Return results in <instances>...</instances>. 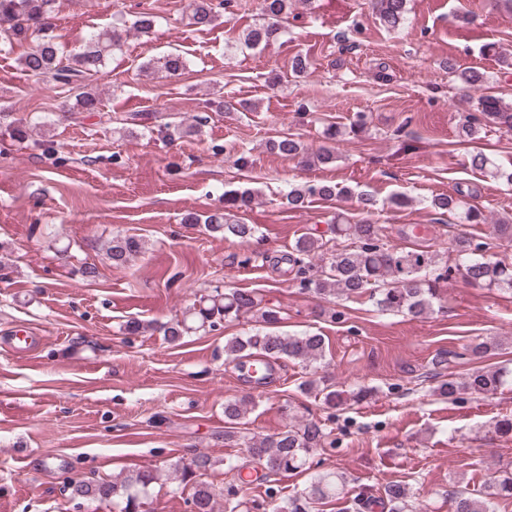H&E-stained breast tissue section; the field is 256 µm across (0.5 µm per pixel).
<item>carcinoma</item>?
Wrapping results in <instances>:
<instances>
[{
	"label": "carcinoma",
	"mask_w": 512,
	"mask_h": 512,
	"mask_svg": "<svg viewBox=\"0 0 512 512\" xmlns=\"http://www.w3.org/2000/svg\"><path fill=\"white\" fill-rule=\"evenodd\" d=\"M53 0H0V41L13 42L37 35L35 44L23 58L27 72L38 78H50L78 90L75 107L70 115L79 112L101 111L102 100L88 89L105 63L111 49L120 45L122 34L117 30L98 31L89 35L83 50L67 55L52 35ZM380 20L389 30H396L404 20L406 0H375ZM190 19L199 27L213 25L221 12L214 0H191ZM290 0H263L262 9L267 22L251 29L244 37L248 46H267L280 40L283 35L282 19L288 13ZM157 24V16L141 12L135 16L131 29L139 34L150 33ZM188 68L187 59L179 53L163 55L141 66L144 72L159 70L169 78H177ZM480 112L464 116L465 133L473 138L484 126L495 124L512 131V106L506 107L493 95L479 99ZM126 123H142L148 131L158 130L173 137L170 124L160 123L159 115L153 113H131L124 118ZM272 153L298 159L305 167L327 166L336 162V147H325L310 153L300 141L290 135L279 136L268 141ZM470 166L476 170H489L512 183V170L493 162L485 154L471 155ZM311 197L330 200L336 197V185L323 181L304 183L292 187L285 195L286 204L298 209ZM464 194H439L430 201L431 208L443 212L456 211L464 205ZM255 200L254 192L228 191L224 193V212L212 213L204 219L206 230L224 238L232 244H247L259 232L254 224H241L235 220L238 212L249 208ZM512 242V224H495L485 237L460 235L454 239V264L441 266L438 255L420 248L400 249L386 242L384 227L369 219L358 224H332L328 231L311 233L300 237L293 253L285 260L300 278L302 288L325 297L358 299L366 297L381 312L401 313L420 318L433 311L437 282L452 271L463 272L473 284L486 288L512 290V261L509 256L495 257L490 251L499 247L498 241ZM144 250V242L135 236L112 238L107 249L112 265L122 267L130 263ZM262 299L254 292L242 289L216 287L211 293L200 297L182 315L165 323L131 320L126 323L129 335H138L146 329L159 330L168 342L176 344L192 333L213 330L221 322L245 318L260 312L261 326L243 336H234L224 343V356L236 362L246 358L268 364L281 360H299L309 366L319 364L324 358V338L317 334L288 335L272 330L281 322V311L272 307H261ZM501 348V343L492 338L481 341L467 349L470 356L482 359ZM512 371L476 369L457 380L448 378L438 387L440 394L454 397L459 394H493L504 385ZM303 393L318 398L332 409L350 400L359 405L371 399L374 390L361 386L352 391L349 399L323 381L313 378L300 384ZM247 404L244 400L224 403V422L238 425L245 417ZM328 436L324 423L308 419L291 426L275 436L248 437L237 431H224V439L238 441L244 446L253 462L264 471L265 498L251 497L254 482L241 476L240 469L230 459L224 463L225 470L233 474L228 484L217 490L204 476L214 470L216 461L206 453L193 454L182 467L168 478L178 486L190 487L187 498L190 512H237L246 507V512L264 504L273 505L274 512H312L314 505L345 494L348 478L340 471H327L313 477L308 485L292 497H284L270 478L288 473L304 472L311 468V459L320 450ZM163 477L162 471L153 468L136 470L126 475L111 478L99 477L69 484L75 497L97 503H110L119 512H141L142 500L151 486ZM409 488L391 482L383 486L381 496L361 491L353 498L356 512H365L375 506L385 512H410ZM453 512H496L499 501L512 500V471L496 476L486 484L484 496L477 498L465 490L451 496Z\"/></svg>",
	"instance_id": "carcinoma-1"
}]
</instances>
